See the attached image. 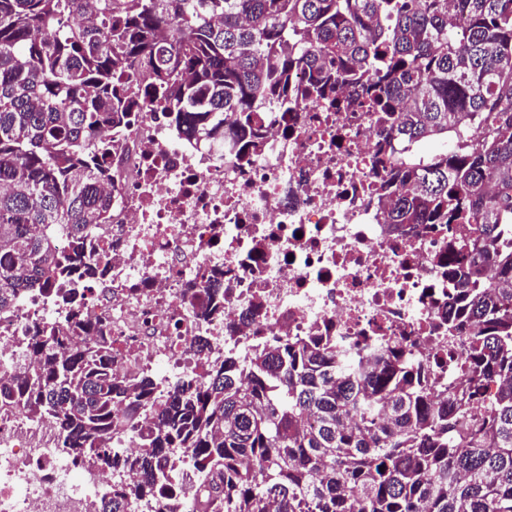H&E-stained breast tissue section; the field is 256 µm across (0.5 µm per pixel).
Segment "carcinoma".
<instances>
[{
    "label": "carcinoma",
    "mask_w": 512,
    "mask_h": 512,
    "mask_svg": "<svg viewBox=\"0 0 512 512\" xmlns=\"http://www.w3.org/2000/svg\"><path fill=\"white\" fill-rule=\"evenodd\" d=\"M455 4L461 28L448 0H0V311L79 267L93 277L59 239L108 222L93 147L144 102L199 144L228 113L258 149L269 102L360 88L348 106L377 114L387 223L448 225L466 263L465 384L446 402L397 353L338 361L288 338L159 399L151 378L112 375L109 336L87 344L63 323L31 337L37 362L0 401L55 418L61 447L135 476L96 512L158 495L181 451L212 512H512V0ZM146 414V438L112 454Z\"/></svg>",
    "instance_id": "obj_1"
}]
</instances>
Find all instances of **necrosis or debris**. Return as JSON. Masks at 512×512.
Wrapping results in <instances>:
<instances>
[{
    "label": "necrosis or debris",
    "mask_w": 512,
    "mask_h": 512,
    "mask_svg": "<svg viewBox=\"0 0 512 512\" xmlns=\"http://www.w3.org/2000/svg\"><path fill=\"white\" fill-rule=\"evenodd\" d=\"M258 127L257 152L230 120L195 147L140 105L114 136L112 217L82 242L98 275L69 281L72 302L50 289L0 312V382L33 361L30 336L77 318L85 342L110 331L114 376L158 378L160 398L279 338L366 358L399 351L426 367L439 399L462 388L448 228L387 223L374 114L297 100L267 105ZM60 435L54 419L0 406V512H92L112 475Z\"/></svg>",
    "instance_id": "obj_1"
}]
</instances>
